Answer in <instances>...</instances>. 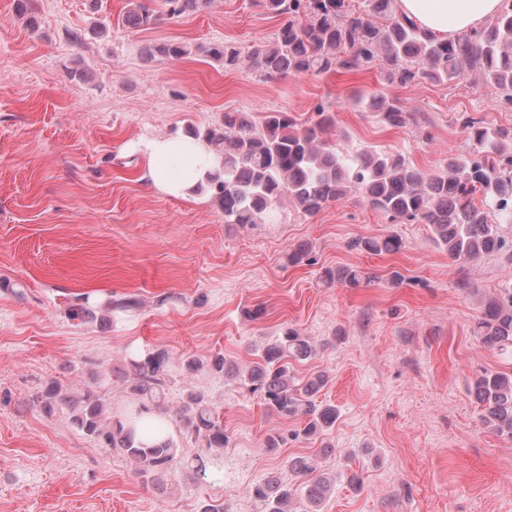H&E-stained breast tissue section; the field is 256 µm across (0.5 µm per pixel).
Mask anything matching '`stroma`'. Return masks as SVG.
Returning <instances> with one entry per match:
<instances>
[{"mask_svg":"<svg viewBox=\"0 0 512 512\" xmlns=\"http://www.w3.org/2000/svg\"><path fill=\"white\" fill-rule=\"evenodd\" d=\"M127 9L128 0H29L22 16L15 0H0V512H199L212 501L264 512L253 487L292 481L288 463L299 456L316 458L332 484L322 512H512V439L483 424L469 391L476 374L512 371V356L474 333L485 305L512 285L511 258L454 261L428 225L390 221L355 192L315 215L285 202L260 223L228 224L211 193L171 197L142 180L136 148L191 125L222 126L228 112H285L304 124L321 103L343 152L401 153L433 173L473 150L462 114L512 130V109L471 72L403 85L379 62L288 77L247 61L225 69L208 47L246 53L280 26L253 0H211L147 30L123 25ZM163 42L186 55H146ZM378 94L426 124L384 126L359 104ZM391 234L403 242L394 254L349 247ZM301 243L313 261L290 265ZM326 267L378 280L327 285ZM394 271L404 277L397 286ZM120 300L135 306L107 312ZM85 305L98 306L96 319H71ZM255 305L265 316L246 320ZM289 327L317 346L291 361L296 378L328 374L314 400L337 410L311 437L304 420L267 411L237 379L186 367L221 354L252 368ZM153 349L170 357L159 415L179 457L203 451L176 419L195 390L224 423L221 471L178 469L152 482L85 435L68 409L49 413L35 400L51 382L74 395L90 388L107 413L125 417L135 405L119 371L127 355ZM275 434L286 444L266 447Z\"/></svg>","mask_w":512,"mask_h":512,"instance_id":"obj_1","label":"stroma"}]
</instances>
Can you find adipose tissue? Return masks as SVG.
Segmentation results:
<instances>
[{
  "instance_id": "ef3b65f1",
  "label": "adipose tissue",
  "mask_w": 512,
  "mask_h": 512,
  "mask_svg": "<svg viewBox=\"0 0 512 512\" xmlns=\"http://www.w3.org/2000/svg\"><path fill=\"white\" fill-rule=\"evenodd\" d=\"M501 0H399V10L438 38L479 28L494 17ZM145 176L162 194L186 197L204 183L215 159L200 142L170 136L154 138L142 146Z\"/></svg>"
}]
</instances>
